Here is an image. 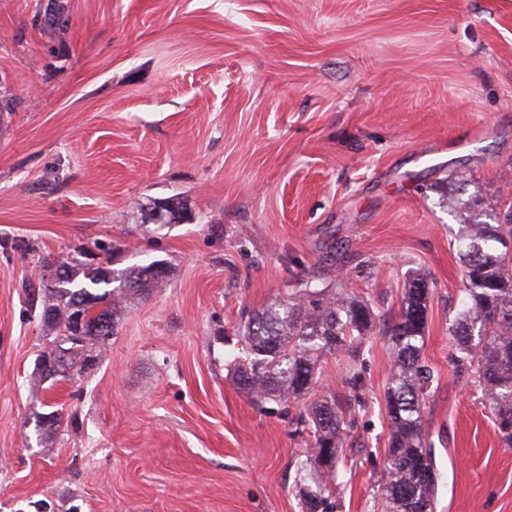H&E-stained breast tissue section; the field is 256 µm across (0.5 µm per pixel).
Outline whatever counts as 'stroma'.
<instances>
[{
	"label": "stroma",
	"mask_w": 512,
	"mask_h": 512,
	"mask_svg": "<svg viewBox=\"0 0 512 512\" xmlns=\"http://www.w3.org/2000/svg\"><path fill=\"white\" fill-rule=\"evenodd\" d=\"M458 176L512 204V0H0V512H303L297 417L326 395L353 403L333 512H381L385 332L357 396L333 354L259 405L227 354L301 280L394 315L416 271L433 512H512V447L451 364ZM167 200L182 220L147 223ZM100 243L169 278L88 374L40 380L27 284Z\"/></svg>",
	"instance_id": "obj_1"
}]
</instances>
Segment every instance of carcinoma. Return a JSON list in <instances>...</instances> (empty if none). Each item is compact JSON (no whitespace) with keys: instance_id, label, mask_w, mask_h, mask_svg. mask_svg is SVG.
I'll return each instance as SVG.
<instances>
[{"instance_id":"cac0c4a2","label":"carcinoma","mask_w":512,"mask_h":512,"mask_svg":"<svg viewBox=\"0 0 512 512\" xmlns=\"http://www.w3.org/2000/svg\"><path fill=\"white\" fill-rule=\"evenodd\" d=\"M458 221L454 236L463 267L464 299L448 320V336L459 356L456 366L474 373L502 442L512 447V223H489L498 211L490 204L448 201ZM56 288L30 285L27 297L41 309L51 337L66 335L75 304L95 321L107 317L111 330L89 333L66 348L67 366L82 374L96 363L130 293L161 287L168 269L136 264L123 270L87 264L77 257L60 261ZM429 302V281L410 277L398 314H378L368 302L301 282L294 295L279 298L253 313L242 326L241 351L233 357L240 388L255 402L299 399L316 383L321 359L344 353L353 366L350 390L364 386L358 369L364 343L383 326L395 350L387 389L391 434L382 481L384 512H432L436 484L425 478L433 466L425 446L423 407L435 377L422 360ZM298 423L312 436V453L300 466L310 484L301 488L307 512H326L343 483L339 453L352 424L350 406L336 397L313 401Z\"/></svg>"}]
</instances>
